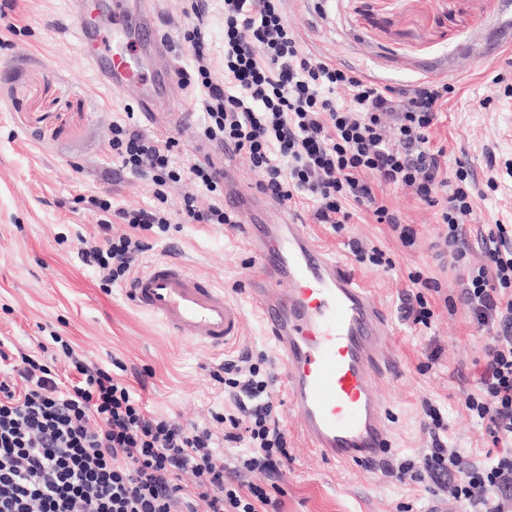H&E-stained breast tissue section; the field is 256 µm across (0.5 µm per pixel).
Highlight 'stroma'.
Instances as JSON below:
<instances>
[{"mask_svg":"<svg viewBox=\"0 0 512 512\" xmlns=\"http://www.w3.org/2000/svg\"><path fill=\"white\" fill-rule=\"evenodd\" d=\"M283 11L304 52L391 86L456 82L431 145L446 147L449 169L461 165L470 173L475 219L467 239L473 260L482 261L480 232L512 226V96L495 82L497 74L512 71V55L498 53L495 43L499 31L512 28V0H318L309 6L283 0ZM127 105L123 94L96 81L80 54L66 0H12L0 15V339L28 352L57 333L104 367L120 360L151 410L203 423L228 404L223 386L209 376L214 363L259 361L274 382L282 380L283 367L245 294L258 261L234 228L207 224L183 225L144 255L188 263L243 306L239 336L221 352L171 339L127 302L123 287L104 290L97 272L81 264L80 240L97 229L84 197H104L116 208L153 203L149 180L117 170L106 156L112 123ZM388 198L417 232L413 250H404L388 225L366 212H354L337 233L315 223L307 209L297 210L308 231L344 262H352L348 243L358 239L380 247L395 264L357 269L392 318L383 350L400 365L397 382L378 388L393 434L386 462L419 460L428 447V401L443 413L453 444L484 460L485 429L465 407L482 342L463 304L446 309L430 292L431 328L400 317L402 299L413 289L409 272L445 285L456 278L436 246L437 210L408 189ZM279 413L290 452L279 480L282 512H470L426 485L388 477L384 464L327 463L303 447L288 406Z\"/></svg>","mask_w":512,"mask_h":512,"instance_id":"obj_1","label":"stroma"}]
</instances>
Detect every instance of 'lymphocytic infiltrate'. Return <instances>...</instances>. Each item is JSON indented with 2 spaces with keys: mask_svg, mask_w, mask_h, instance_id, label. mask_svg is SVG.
I'll list each match as a JSON object with an SVG mask.
<instances>
[{
  "mask_svg": "<svg viewBox=\"0 0 512 512\" xmlns=\"http://www.w3.org/2000/svg\"><path fill=\"white\" fill-rule=\"evenodd\" d=\"M191 22L179 32L188 64L179 72L202 107L200 134L229 144L260 173L259 193L282 203L312 204L316 223L342 228L351 209L389 225L403 248L416 233L388 202V190L414 188L439 208L443 252L459 273L461 299L484 337L476 388L465 405L485 425L491 448L480 462L451 446L440 411L427 406L431 446L420 461L390 468L398 481L449 490L477 512H501L512 497V231L505 225L481 234L485 263H472L466 226L474 202L460 169L449 173L444 149L429 135L442 119L452 88L426 81L384 85L358 69L305 54L284 17L282 0H224V69L216 71L206 29L205 0H190ZM347 99H337V90ZM179 142L158 140L139 122H113L108 152L113 165L147 177L150 208H113L89 197L100 214L99 237L84 241L79 258L104 282L129 281L150 241L173 222L224 226L239 223L224 207V175L210 162L176 163ZM178 215L166 207L170 188L183 180ZM126 224L111 235L113 220ZM418 292L407 295L403 320L430 326L434 311L424 290L440 282L415 272ZM50 340L67 369L58 373L40 356L14 352L0 340V512H279V500L231 474L275 476L288 458V438L275 412L270 383L256 365L226 361L210 377L231 396L230 411L214 414L223 435L207 425H184L151 411L131 386L58 335ZM246 443L248 453L227 462L224 444Z\"/></svg>",
  "mask_w": 512,
  "mask_h": 512,
  "instance_id": "1",
  "label": "lymphocytic infiltrate"
}]
</instances>
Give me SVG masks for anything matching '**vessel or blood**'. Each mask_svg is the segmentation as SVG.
<instances>
[{
  "label": "vessel or blood",
  "mask_w": 512,
  "mask_h": 512,
  "mask_svg": "<svg viewBox=\"0 0 512 512\" xmlns=\"http://www.w3.org/2000/svg\"><path fill=\"white\" fill-rule=\"evenodd\" d=\"M151 2L67 0L81 54L100 84L137 100L150 120L154 94L177 76L168 65L145 77L143 57L130 52L136 44L144 57L169 53L170 37L157 26ZM224 202L250 212L237 228L260 265L248 295L285 367L282 391L308 448L349 466L377 460L393 437L376 385L395 381L399 372L379 352L391 335L385 309L367 283L294 216L275 224L261 219L257 199L241 191L229 168ZM127 298L176 340L220 352L239 334L240 306L178 260H155L139 270Z\"/></svg>",
  "instance_id": "1"
}]
</instances>
